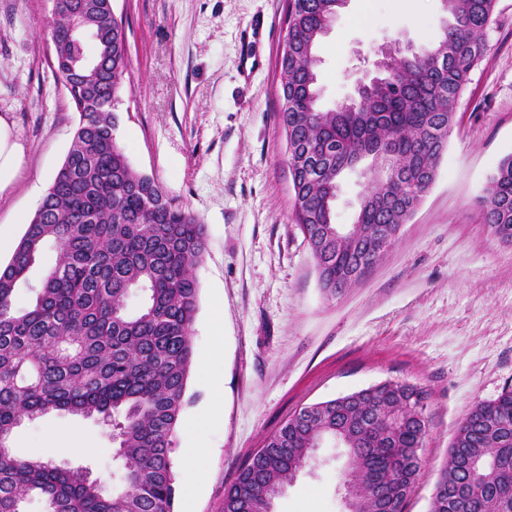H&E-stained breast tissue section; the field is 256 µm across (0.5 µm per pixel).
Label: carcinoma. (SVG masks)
Instances as JSON below:
<instances>
[{
  "mask_svg": "<svg viewBox=\"0 0 512 512\" xmlns=\"http://www.w3.org/2000/svg\"><path fill=\"white\" fill-rule=\"evenodd\" d=\"M453 17L439 44L415 47L373 76L363 92L327 112L318 106L315 49L336 0H288L292 51L281 78L292 106L279 112L294 213L309 236L322 290L351 287L384 252L366 255L377 234L393 238L415 199L435 183L446 145L432 134L452 128L456 105L488 54L496 0H444ZM53 68L78 115L70 149L8 263L0 264V512H24L40 496L46 512H174L175 432L192 361L198 306L195 269L206 235L150 176L136 171L114 131L129 57L112 0H58ZM103 55L99 70L82 57ZM394 152L384 188L371 181L358 203V228L333 230L343 169L373 151ZM482 223L512 243V155L478 201ZM55 265L19 309L17 288L45 246ZM144 294L131 312V290ZM428 393L385 381L302 407L251 456L224 492V512H272L274 499L307 467L305 452L340 440L352 512H405L424 461ZM112 425L126 486L104 481L12 446L24 420L50 413ZM430 512H512V388L476 403L460 422L439 470Z\"/></svg>",
  "mask_w": 512,
  "mask_h": 512,
  "instance_id": "1",
  "label": "carcinoma"
}]
</instances>
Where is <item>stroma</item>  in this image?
Here are the masks:
<instances>
[{
  "instance_id": "1",
  "label": "stroma",
  "mask_w": 512,
  "mask_h": 512,
  "mask_svg": "<svg viewBox=\"0 0 512 512\" xmlns=\"http://www.w3.org/2000/svg\"><path fill=\"white\" fill-rule=\"evenodd\" d=\"M286 0H113L127 34L129 74L115 138L132 167L153 177L206 231L196 268L199 301L182 412L216 406L204 429L208 458L194 512H224L237 471L296 410L384 381L429 394L425 467L407 512H429L454 431L475 404L512 387V244L476 206L512 154V0H497L490 50L458 102L439 176L383 259L351 288L327 296L295 223L277 62ZM50 0H0V113L24 145L17 182L0 194V227L21 238L69 150L75 110L49 56ZM267 32L260 67L240 51L254 15ZM442 0H348L320 38L323 110L354 95L381 47L438 41ZM368 175L346 170L334 221L353 224ZM219 352V378L205 366ZM78 431L89 446L61 457L53 440ZM19 454L88 467L122 487L112 432L94 419L50 414L23 423ZM274 512H345V457L316 451Z\"/></svg>"
}]
</instances>
